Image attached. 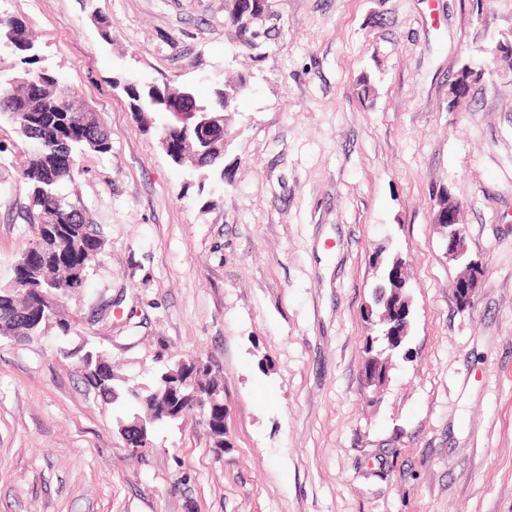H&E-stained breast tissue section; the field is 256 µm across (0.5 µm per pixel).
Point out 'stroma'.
Masks as SVG:
<instances>
[{"label":"stroma","mask_w":512,"mask_h":512,"mask_svg":"<svg viewBox=\"0 0 512 512\" xmlns=\"http://www.w3.org/2000/svg\"><path fill=\"white\" fill-rule=\"evenodd\" d=\"M270 2L248 48L229 0H0L111 143L67 186L105 241L59 303L70 335L0 337V512H512V66L484 53L512 0ZM128 76L203 98L245 77L223 159L174 164ZM29 149L0 118V283L32 239ZM443 191L484 268L466 308ZM379 249L412 310L374 389ZM196 358L224 383L226 447L194 411L131 455L128 389ZM83 368V367H82ZM84 378L88 385L98 391L103 397L114 398V381L116 376L112 371V363L108 360L97 361L94 356L92 362L84 369Z\"/></svg>","instance_id":"1"}]
</instances>
